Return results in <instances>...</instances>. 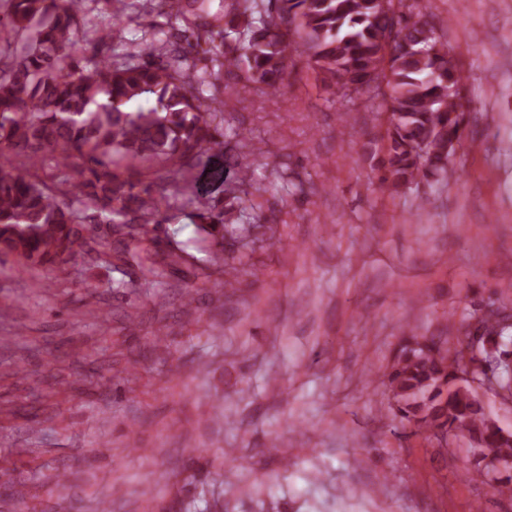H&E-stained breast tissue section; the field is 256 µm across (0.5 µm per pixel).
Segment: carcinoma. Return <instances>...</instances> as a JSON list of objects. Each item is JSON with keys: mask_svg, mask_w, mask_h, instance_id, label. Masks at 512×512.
<instances>
[{"mask_svg": "<svg viewBox=\"0 0 512 512\" xmlns=\"http://www.w3.org/2000/svg\"><path fill=\"white\" fill-rule=\"evenodd\" d=\"M198 2L160 0L182 23L155 39L167 63L107 57L86 68L67 48L80 32L94 54L112 39L110 29L81 31L92 6L112 0H0V41L8 44L0 47V255L57 272L78 255L123 262L135 245L149 261L154 231L176 219L174 200L182 197L197 203L194 223L213 240L210 260L218 261L224 218L236 212L248 172L227 170L228 151L256 148L240 132L224 146L223 102L205 92L237 70L280 93L297 56L377 120L355 161L370 162L381 193L452 178V149L467 137L464 75L412 0H235L212 15V35L231 54H211L201 66L185 53L202 18ZM208 178L223 185L225 206L210 203ZM187 256L171 250L149 271L161 279ZM511 317L499 310L479 319L481 345L507 358ZM481 363L461 339L451 346L408 336L385 373L391 408L416 432L460 433L480 459L487 451L512 460V437L466 377Z\"/></svg>", "mask_w": 512, "mask_h": 512, "instance_id": "cac0c4a2", "label": "carcinoma"}]
</instances>
